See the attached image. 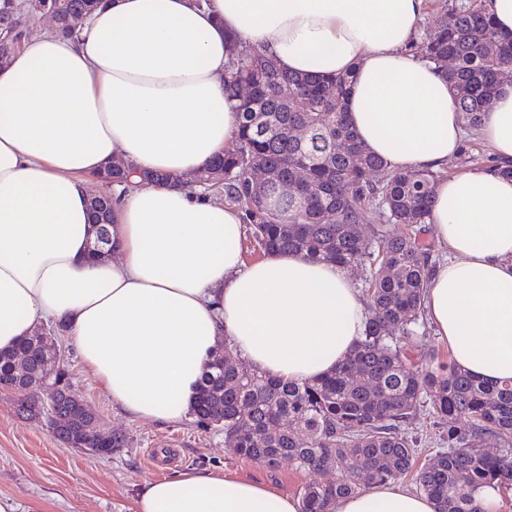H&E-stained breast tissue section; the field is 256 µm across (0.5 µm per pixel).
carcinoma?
<instances>
[{
    "label": "carcinoma",
    "mask_w": 512,
    "mask_h": 512,
    "mask_svg": "<svg viewBox=\"0 0 512 512\" xmlns=\"http://www.w3.org/2000/svg\"><path fill=\"white\" fill-rule=\"evenodd\" d=\"M102 0H48L47 6L91 15ZM34 7L15 13L14 38L29 34ZM419 55L448 80L471 129L492 103L501 63L512 57V36L493 27L482 0H460L424 32ZM349 74L334 78L286 73L269 57L232 49L225 89L239 100L238 133L224 155L197 171L219 170L222 180L204 186L244 212L264 252L299 253L316 261L367 272L364 338L344 362L321 378L286 382L265 372L241 373L232 348L213 356L200 379L192 415L198 425H220L234 452L269 469L283 459L296 469L320 472L305 484L299 512H331L336 500L370 484H387L416 471L419 492L436 512H482L478 493L512 489V379L480 380L450 361L415 368L401 342H415L412 325L424 312L425 292L436 261L417 238L391 237L385 225L413 228L427 222L437 174L395 170L361 145L347 109ZM248 92L241 93V87ZM132 168L103 176L112 188L132 186ZM295 185L291 195L281 187ZM367 239L362 228L373 221ZM44 348L26 337L0 351V389L16 395V411L44 417ZM55 388V433L77 448L109 456L125 448L121 434L98 438L94 409L64 387ZM428 404L437 419L464 416L466 429L448 425V447L415 468L417 441L403 426ZM495 439L500 448H483Z\"/></svg>",
    "instance_id": "cac0c4a2"
}]
</instances>
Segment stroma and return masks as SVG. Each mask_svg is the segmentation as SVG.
Here are the masks:
<instances>
[{
    "instance_id": "35a3bbf8",
    "label": "stroma",
    "mask_w": 512,
    "mask_h": 512,
    "mask_svg": "<svg viewBox=\"0 0 512 512\" xmlns=\"http://www.w3.org/2000/svg\"><path fill=\"white\" fill-rule=\"evenodd\" d=\"M418 334L419 341L407 348L413 364L447 362L448 346L428 320H420ZM66 355L72 392L96 410L104 431L126 435L129 445L108 457L70 447L48 423L19 417L14 394L0 390V499L11 501L15 512H135L142 485L193 470L256 482L293 498L314 481L313 473L296 470L290 462L271 470L237 455L222 430L197 426L194 418L163 422L125 414L87 373L75 349L67 348ZM447 429L429 408L418 410L405 432L417 442L419 463L446 447ZM151 448L158 451L154 467L147 460Z\"/></svg>"
}]
</instances>
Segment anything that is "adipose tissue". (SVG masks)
I'll return each instance as SVG.
<instances>
[{"label": "adipose tissue", "instance_id": "adipose-tissue-1", "mask_svg": "<svg viewBox=\"0 0 512 512\" xmlns=\"http://www.w3.org/2000/svg\"><path fill=\"white\" fill-rule=\"evenodd\" d=\"M426 0H105L78 38L28 35L0 67V350L63 324L84 367L148 421L191 411L218 339L288 382L321 377L365 333L346 268L300 254L244 264L236 208L189 189L238 128L224 91L231 43L284 71L353 72L347 110L393 169L439 173L428 218L446 259L424 309L455 363L512 379V81L479 133L498 166L442 173L465 136L435 64L406 50ZM121 161L162 171L112 202V259L88 246L91 181ZM335 512H435L401 486L372 485ZM137 512H298L292 497L202 471L145 483Z\"/></svg>", "mask_w": 512, "mask_h": 512}]
</instances>
